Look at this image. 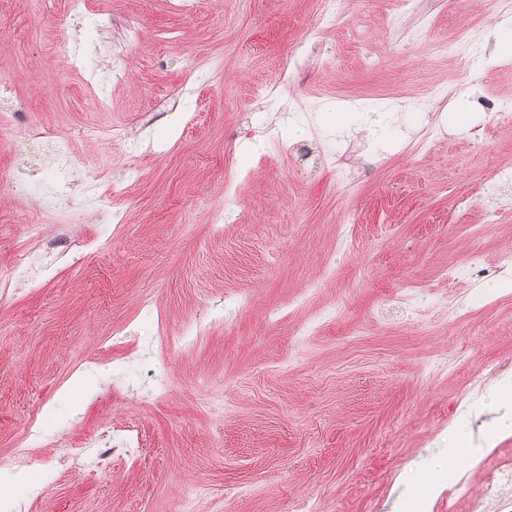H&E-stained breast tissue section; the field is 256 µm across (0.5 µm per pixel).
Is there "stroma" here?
Instances as JSON below:
<instances>
[{
    "label": "stroma",
    "mask_w": 512,
    "mask_h": 512,
    "mask_svg": "<svg viewBox=\"0 0 512 512\" xmlns=\"http://www.w3.org/2000/svg\"><path fill=\"white\" fill-rule=\"evenodd\" d=\"M88 4L112 24L71 27L83 65L67 69L51 55L66 0H0L8 96L69 138L76 179L120 186L122 220L102 236L105 216L59 207L45 236L67 225L96 236V255L52 262L0 297V474L16 477L0 485V512H171L190 488L189 512H400L463 394L474 447L512 451V435L491 431L512 415V390L482 407L501 383L487 368L512 365V268L499 266L512 189L497 179L512 169V124L489 108L512 99V9L342 0L317 27L316 0ZM442 40L471 47L448 56ZM103 67L105 111L86 86ZM434 124L447 136L430 138ZM46 155L0 145V170L48 182ZM42 206L0 188V275L31 248L20 220ZM474 255L486 277L463 274ZM327 262L332 277L297 303ZM488 280L502 291L485 293ZM409 283L420 304L386 316ZM240 292L246 306L168 355L163 396L113 382V330L146 362L160 329L205 321ZM145 299L156 318L142 317ZM37 407L57 437L133 422L150 450L134 467L58 466L52 440L23 444Z\"/></svg>",
    "instance_id": "1"
}]
</instances>
